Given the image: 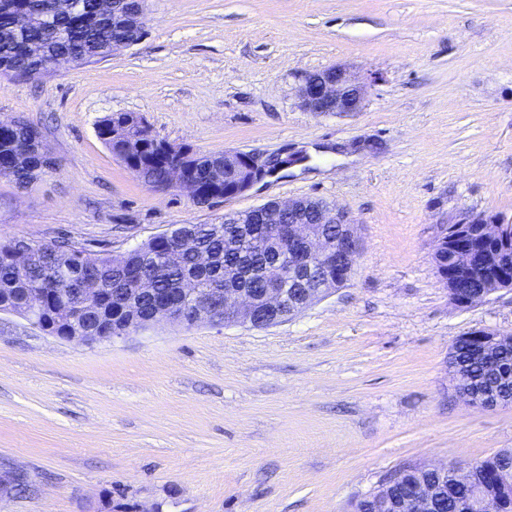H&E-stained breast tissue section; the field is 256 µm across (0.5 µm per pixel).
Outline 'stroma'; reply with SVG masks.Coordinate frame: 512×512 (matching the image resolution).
Here are the masks:
<instances>
[{
  "label": "stroma",
  "instance_id": "35a3bbf8",
  "mask_svg": "<svg viewBox=\"0 0 512 512\" xmlns=\"http://www.w3.org/2000/svg\"><path fill=\"white\" fill-rule=\"evenodd\" d=\"M141 40L37 80L0 116L56 170L0 178V239L114 255L180 224L315 197L355 223L348 279L266 329L162 323L76 344L0 315V512H353L408 464L512 448V403L469 404L449 353L512 335V289L453 304L432 260L460 213L512 221V0H148ZM375 77L361 112L300 108L301 76ZM113 112L209 154L306 162L208 207L155 190L96 134Z\"/></svg>",
  "mask_w": 512,
  "mask_h": 512
}]
</instances>
